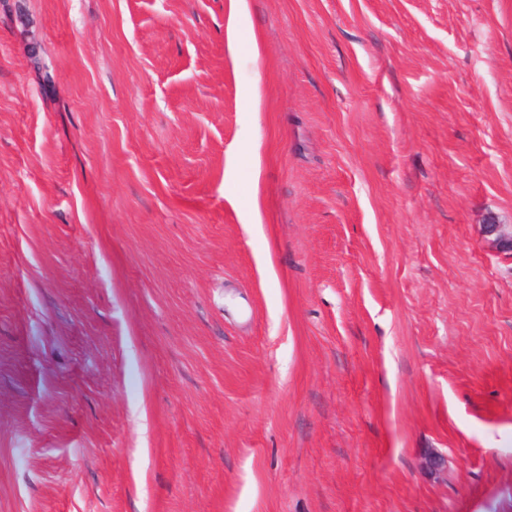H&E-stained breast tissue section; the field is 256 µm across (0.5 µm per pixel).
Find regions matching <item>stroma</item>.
Segmentation results:
<instances>
[{
  "mask_svg": "<svg viewBox=\"0 0 512 512\" xmlns=\"http://www.w3.org/2000/svg\"><path fill=\"white\" fill-rule=\"evenodd\" d=\"M229 13L0 0V512H512V0ZM232 10L227 25L228 45L231 50L237 48L241 38L242 20L246 14V0H232Z\"/></svg>",
  "mask_w": 512,
  "mask_h": 512,
  "instance_id": "obj_1",
  "label": "stroma"
}]
</instances>
